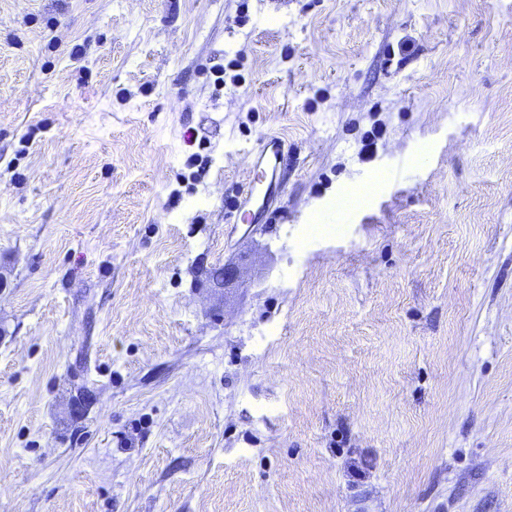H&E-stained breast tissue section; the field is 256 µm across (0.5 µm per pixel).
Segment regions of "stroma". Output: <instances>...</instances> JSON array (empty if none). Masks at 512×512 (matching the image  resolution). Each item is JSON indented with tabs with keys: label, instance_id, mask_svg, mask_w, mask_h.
Returning <instances> with one entry per match:
<instances>
[{
	"label": "stroma",
	"instance_id": "stroma-1",
	"mask_svg": "<svg viewBox=\"0 0 512 512\" xmlns=\"http://www.w3.org/2000/svg\"><path fill=\"white\" fill-rule=\"evenodd\" d=\"M0 512H512V0H0ZM284 158L285 152L282 142L276 137L266 138L250 175L246 201L238 202L234 208L240 223L254 224L256 220V215L246 208L247 198H253L256 194L264 192L265 205L269 202L277 188L274 174L282 165ZM270 171H272V176L268 181Z\"/></svg>",
	"mask_w": 512,
	"mask_h": 512
}]
</instances>
